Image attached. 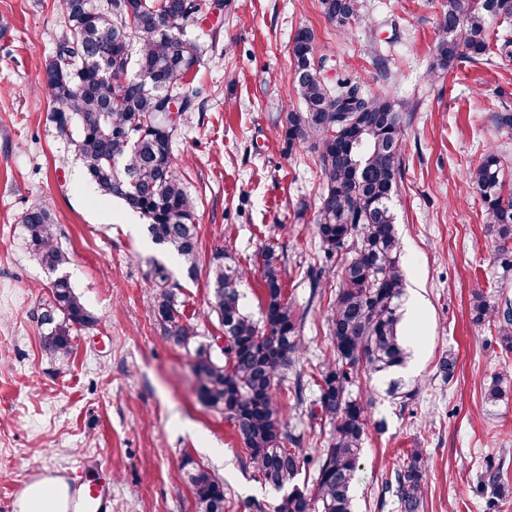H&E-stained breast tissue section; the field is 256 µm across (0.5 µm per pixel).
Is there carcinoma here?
<instances>
[{
  "instance_id": "1",
  "label": "carcinoma",
  "mask_w": 512,
  "mask_h": 512,
  "mask_svg": "<svg viewBox=\"0 0 512 512\" xmlns=\"http://www.w3.org/2000/svg\"><path fill=\"white\" fill-rule=\"evenodd\" d=\"M340 31L361 21L359 0H321ZM66 34L38 75L57 107L50 120L75 147L96 189L146 221L151 242L173 251L191 281L199 271L195 204L173 161L175 134L195 111L199 90L182 92L196 75L204 53L192 32L211 0H59ZM512 22V0H446L444 36L431 68L434 74L459 59L494 54L487 28ZM290 53L295 92L302 108L284 127L288 152L317 153L324 187L313 232L322 258L309 268L310 301L319 295L326 271L338 267L329 317L333 359L313 378L310 414L331 428L326 447L302 452V436L285 423L281 407L288 372L301 357L304 314L285 296L276 247L260 253L262 320L246 311L241 286L248 270L225 261L223 249L209 259L210 308L224 329V353L195 348L201 402L232 424L245 447L254 477L280 493L273 512H354V483L369 415L353 386L390 376L386 392L402 405L414 391L403 375L409 353L402 321L405 278L399 260L394 196L403 175L406 125L403 105L387 94L368 96L350 78L336 85L324 77L327 58L317 55L315 36L299 29ZM319 60L321 68L314 67ZM466 179L480 191L491 216L495 278L512 282V183L503 179L501 154L487 150L468 168ZM30 252L55 278L44 303L42 349L51 359L72 352L76 334L96 322L65 272L70 257L56 242L51 213L28 209L21 219ZM153 309L167 340L188 346L194 328L180 323L182 285L165 266H153ZM476 323H492L500 343L512 350V302L502 294L475 295ZM512 391V369L499 372L485 392L489 403ZM181 468L202 512H224V484L187 456ZM311 485H300L302 472ZM427 480L425 449L411 448L385 479L384 493L397 512H423Z\"/></svg>"
}]
</instances>
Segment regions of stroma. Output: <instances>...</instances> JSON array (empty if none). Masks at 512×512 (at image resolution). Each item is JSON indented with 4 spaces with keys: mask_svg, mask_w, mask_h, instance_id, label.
<instances>
[{
    "mask_svg": "<svg viewBox=\"0 0 512 512\" xmlns=\"http://www.w3.org/2000/svg\"><path fill=\"white\" fill-rule=\"evenodd\" d=\"M349 32L328 21L320 0H231L219 25L225 53L207 55L194 81L202 111L173 140L178 172L196 204L202 260L215 248L250 271L244 305L259 316V253L277 245L285 293L307 312L305 351L296 366L304 386L332 348L327 318L337 279L326 274L310 302L307 271L319 247L312 225L323 188L316 153H286L282 123L299 106L288 47L298 29L314 30L329 82L348 77L364 93L405 105V171L394 200L407 291L422 308L404 321L425 352L402 405L377 380L354 389L371 420L354 486L357 512H395L381 504L393 462L427 452L424 512H512V393L496 403L485 390L512 351L494 327L473 320L474 295L492 279L490 218L465 170L484 149L499 151L512 181V57L455 61L431 75L445 0H361ZM65 28L57 0H0V504L16 506L43 478L78 481L82 462L112 475V512H197L181 468L192 457L227 492L224 512L272 508L278 494L258 482L231 425L198 399L195 354L169 342L153 311L151 270L179 261L146 237L141 218L101 198L73 148L48 121L52 103L37 81ZM48 209L69 253L67 272L96 322L72 353L48 358L34 314L50 276L29 251L21 217ZM182 320L204 342L223 330L208 309L205 276L185 283ZM453 352L454 376L438 361Z\"/></svg>",
    "mask_w": 512,
    "mask_h": 512,
    "instance_id": "1",
    "label": "stroma"
}]
</instances>
